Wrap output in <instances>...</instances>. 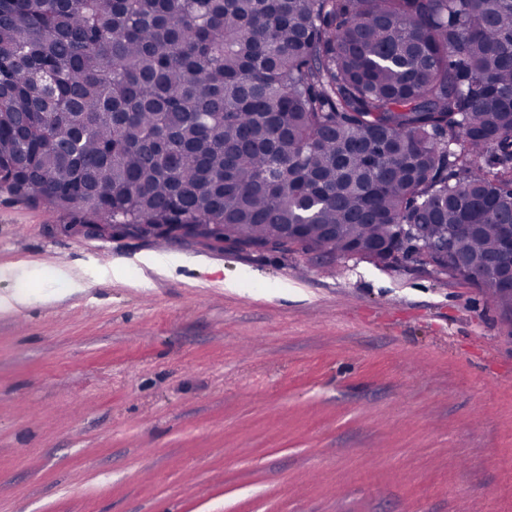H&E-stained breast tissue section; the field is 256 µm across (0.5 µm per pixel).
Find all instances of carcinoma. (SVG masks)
I'll use <instances>...</instances> for the list:
<instances>
[{"mask_svg":"<svg viewBox=\"0 0 512 512\" xmlns=\"http://www.w3.org/2000/svg\"><path fill=\"white\" fill-rule=\"evenodd\" d=\"M0 188L67 223L512 291V0H0ZM405 227L403 234L408 237L406 245L409 249L412 248L405 262H415L416 257L419 258V255H424L437 247L429 237L427 226L424 224H408Z\"/></svg>","mask_w":512,"mask_h":512,"instance_id":"obj_1","label":"carcinoma"}]
</instances>
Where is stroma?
<instances>
[{"mask_svg":"<svg viewBox=\"0 0 512 512\" xmlns=\"http://www.w3.org/2000/svg\"><path fill=\"white\" fill-rule=\"evenodd\" d=\"M4 294L0 512H512V312L483 289L84 237L0 191Z\"/></svg>","mask_w":512,"mask_h":512,"instance_id":"stroma-1","label":"stroma"}]
</instances>
